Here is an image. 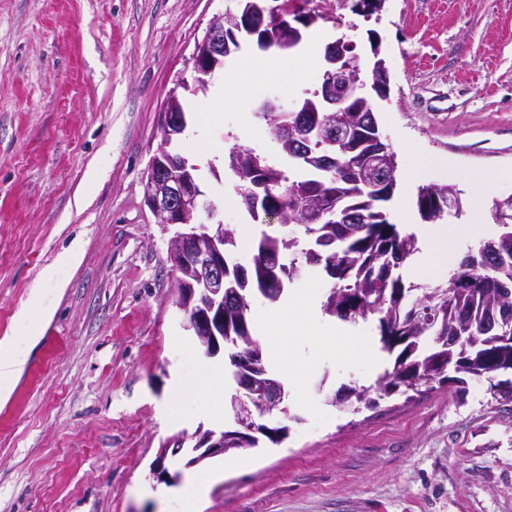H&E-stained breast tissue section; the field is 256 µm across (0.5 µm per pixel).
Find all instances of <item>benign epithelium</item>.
Returning a JSON list of instances; mask_svg holds the SVG:
<instances>
[{"mask_svg":"<svg viewBox=\"0 0 512 512\" xmlns=\"http://www.w3.org/2000/svg\"><path fill=\"white\" fill-rule=\"evenodd\" d=\"M282 9L283 5L277 0L262 5L254 0H242L237 13L214 16L202 39L195 44L193 82L183 79L180 87L191 93L203 88L205 77L224 66L226 36L244 33L262 39L269 21L277 24L282 20ZM314 22L299 0L293 5V18L278 47L295 46L300 40L299 27ZM346 48L347 44L342 41L330 44L322 82L314 92L320 107L297 103L288 108L273 100L262 102L261 111L275 113L271 127L278 139L290 142L303 152L315 137L339 145L347 143L358 130L351 112L359 87L349 75ZM160 125L162 140L144 177L143 194L157 223L170 234L167 259L174 275V304L187 316L186 328L192 331L204 356L214 357L225 352L231 359L233 378L239 387L233 396L238 404L230 408L237 434L247 438L267 435L266 417L280 409L285 389L279 379L260 364L256 350L243 349L238 342L224 336V307L238 303L242 293L237 288L224 287L226 229L222 221L215 220L216 207L201 189L197 167L174 148L186 128L184 105L179 95L174 93L167 99ZM390 169L391 162L384 150L361 163L362 172L378 175L383 185L390 181ZM289 202L290 209L274 213L282 222L288 219L290 210L305 224H322L336 218V204L328 202L322 192L297 188ZM266 266L268 287L260 295L267 300L271 287L280 282L279 256L269 257ZM222 454L224 431L200 426L190 436L183 433L167 440L152 466V473L163 482L172 479L165 466L170 455L183 456L185 466L193 467Z\"/></svg>","mask_w":512,"mask_h":512,"instance_id":"benign-epithelium-1","label":"benign epithelium"}]
</instances>
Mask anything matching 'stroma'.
Wrapping results in <instances>:
<instances>
[{"label": "stroma", "instance_id": "1", "mask_svg": "<svg viewBox=\"0 0 512 512\" xmlns=\"http://www.w3.org/2000/svg\"><path fill=\"white\" fill-rule=\"evenodd\" d=\"M356 0H317L324 20L306 28L303 68L237 75L264 57L245 39L224 61L223 102L212 87L184 93L181 150L218 217L250 264L262 232L224 164L234 146L278 157L257 117L265 99L291 106L317 87L326 44L350 42L363 78L375 57L389 71L386 94L364 86L384 141L396 155L387 207L415 230L419 187L455 185L461 210L481 206L484 237L497 235L498 181L479 199L475 181L512 170V0H385L379 19ZM238 0H0V342L25 363L0 399V512H512V403L486 378L448 372L433 389L378 398L347 413L335 394L376 376L346 337L324 345L336 317L284 325L294 351L287 426L278 445L244 448L185 467L162 483L151 473L162 444L213 427L206 387L211 359L196 354L173 304L167 233L146 205L142 181L161 142L159 116L213 16ZM435 164L417 174L419 156ZM475 239L433 256L405 279L447 283ZM79 247L78 262L63 258ZM53 282H45V270ZM207 480L197 506L176 490Z\"/></svg>", "mask_w": 512, "mask_h": 512}]
</instances>
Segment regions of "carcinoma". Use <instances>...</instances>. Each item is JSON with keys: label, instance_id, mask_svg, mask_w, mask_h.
Listing matches in <instances>:
<instances>
[{"label": "carcinoma", "instance_id": "1", "mask_svg": "<svg viewBox=\"0 0 512 512\" xmlns=\"http://www.w3.org/2000/svg\"><path fill=\"white\" fill-rule=\"evenodd\" d=\"M358 108L367 124L360 126L357 141L349 146L355 157L370 155L376 145L370 139L369 127L375 120L368 99ZM336 151V158L345 160L341 150L325 141L307 146L310 157L291 154L279 146L282 155L302 171L303 178L289 180L283 171L249 148L233 147L227 167L239 180V191L249 186L255 168L261 166L271 183V194L247 213L257 224L277 211L293 192L305 184H323L324 193L336 198V207L343 214L337 224H304V237L283 242L282 238L261 234L251 258V278L238 277L239 262L234 256L235 241L224 238L225 279L228 287L251 291L263 287L261 263L270 255L285 250L298 251L308 257V244L320 239L335 241V249L326 262L334 264L336 276L323 302L326 314L340 320H365L374 316L382 350L393 356V367L380 374L371 386L349 390L357 404L370 403V394L390 395L397 388H414L431 384L443 375L445 366H459L473 376L486 374L491 364H512V344L501 342L500 321L512 320V297L502 298L497 289H512V222L500 225L499 233L469 250L461 264H478L473 275L482 281L474 288H456L453 282L431 289L428 295L413 301L419 287L404 281L394 257L407 260L416 251V239L403 234L390 220L383 205L390 202L396 189L391 182L387 195L378 197L376 184L355 173L341 174L333 180L313 161L325 153ZM459 190L452 185H426L417 192L416 206L426 220L441 219L448 214L445 200L460 203ZM225 326L240 337L243 347L265 352L263 343L252 334L250 305L229 307L224 311Z\"/></svg>", "mask_w": 512, "mask_h": 512}]
</instances>
